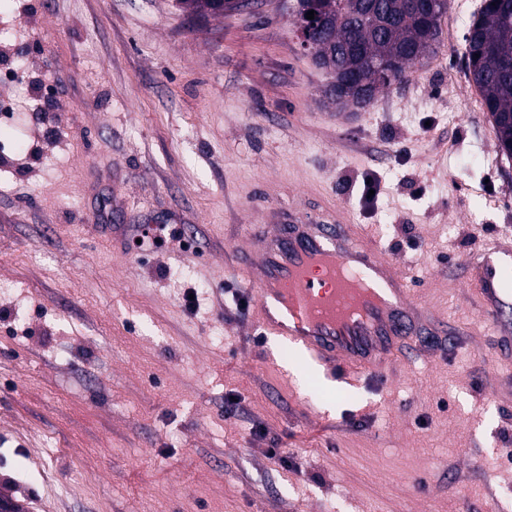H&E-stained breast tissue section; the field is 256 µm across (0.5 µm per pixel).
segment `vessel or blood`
I'll use <instances>...</instances> for the list:
<instances>
[{
	"instance_id": "obj_1",
	"label": "vessel or blood",
	"mask_w": 512,
	"mask_h": 512,
	"mask_svg": "<svg viewBox=\"0 0 512 512\" xmlns=\"http://www.w3.org/2000/svg\"><path fill=\"white\" fill-rule=\"evenodd\" d=\"M277 224H257L237 250L244 285L257 294L263 328L324 366L383 372L410 359L421 336L442 333L413 297L406 278L376 244L358 239L343 217L281 212ZM501 242L481 250L474 284L495 324L512 307V276Z\"/></svg>"
}]
</instances>
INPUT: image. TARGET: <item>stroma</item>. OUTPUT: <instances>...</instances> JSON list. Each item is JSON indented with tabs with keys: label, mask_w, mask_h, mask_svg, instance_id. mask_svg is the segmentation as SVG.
<instances>
[{
	"label": "stroma",
	"mask_w": 512,
	"mask_h": 512,
	"mask_svg": "<svg viewBox=\"0 0 512 512\" xmlns=\"http://www.w3.org/2000/svg\"><path fill=\"white\" fill-rule=\"evenodd\" d=\"M292 2L0 0V71L27 74L0 86V492L25 512L512 504V366L468 280L512 245V160L463 56L483 0H449L437 52L353 113ZM290 204L377 240L454 347L347 385L258 336L234 254ZM214 0H178V3L182 5V7L186 10H190L191 12H206L212 14H224V10L228 11L230 9L241 8L244 4L242 0H217L215 2L219 5V10L222 12H217L214 9L213 2Z\"/></svg>",
	"instance_id": "obj_1"
}]
</instances>
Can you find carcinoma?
Masks as SVG:
<instances>
[{"label":"carcinoma","instance_id":"carcinoma-1","mask_svg":"<svg viewBox=\"0 0 512 512\" xmlns=\"http://www.w3.org/2000/svg\"><path fill=\"white\" fill-rule=\"evenodd\" d=\"M314 11V19L306 18ZM448 0L424 19L413 0H296L293 14L302 44L327 45L333 55L318 66L331 81L325 96L336 106L365 93L363 107L402 82L407 68L441 42ZM468 77L481 94L498 147L512 159V0H484L464 37Z\"/></svg>","mask_w":512,"mask_h":512}]
</instances>
